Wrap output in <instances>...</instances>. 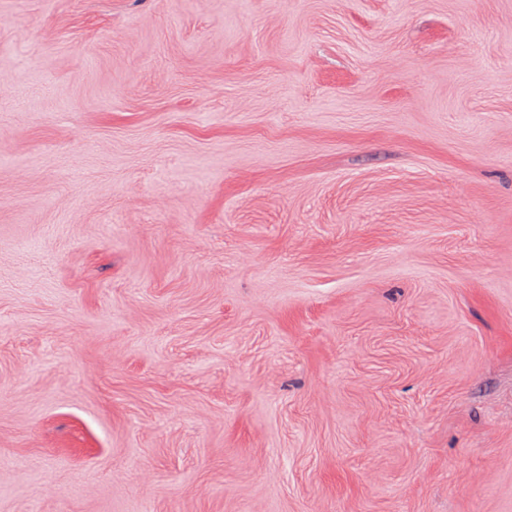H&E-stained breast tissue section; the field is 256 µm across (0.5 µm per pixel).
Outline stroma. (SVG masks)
Segmentation results:
<instances>
[{
	"label": "stroma",
	"instance_id": "1",
	"mask_svg": "<svg viewBox=\"0 0 512 512\" xmlns=\"http://www.w3.org/2000/svg\"><path fill=\"white\" fill-rule=\"evenodd\" d=\"M0 512H512V0H0Z\"/></svg>",
	"mask_w": 512,
	"mask_h": 512
}]
</instances>
